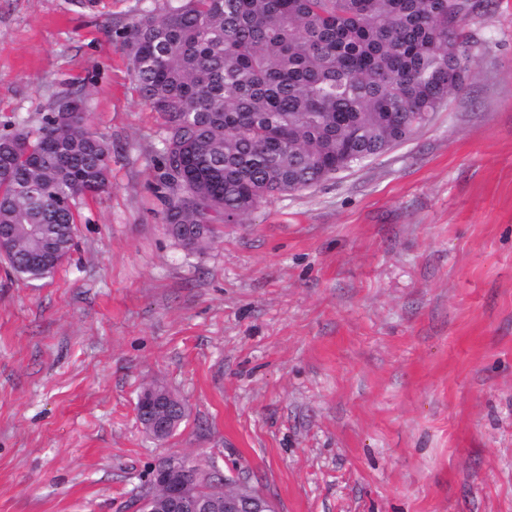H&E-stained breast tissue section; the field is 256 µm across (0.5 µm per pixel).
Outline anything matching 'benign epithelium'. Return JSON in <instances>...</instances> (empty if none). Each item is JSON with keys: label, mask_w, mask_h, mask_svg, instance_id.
<instances>
[{"label": "benign epithelium", "mask_w": 512, "mask_h": 512, "mask_svg": "<svg viewBox=\"0 0 512 512\" xmlns=\"http://www.w3.org/2000/svg\"><path fill=\"white\" fill-rule=\"evenodd\" d=\"M174 400L176 397L170 393L161 397L149 389L139 400L142 425L159 441L169 439L170 435L158 412L162 404ZM151 484L157 496L144 501L142 512H216L220 507L224 512H273L270 501L244 483L220 478L198 484L181 458L172 455L161 458L154 466Z\"/></svg>", "instance_id": "7a95c632"}]
</instances>
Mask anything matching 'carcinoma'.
<instances>
[{"mask_svg": "<svg viewBox=\"0 0 512 512\" xmlns=\"http://www.w3.org/2000/svg\"><path fill=\"white\" fill-rule=\"evenodd\" d=\"M472 0H178L128 25L142 102L163 120L169 234L208 249L265 200L408 139L472 77ZM60 107L0 136V261L26 282L75 247L78 203L109 184L112 145ZM39 155H13L17 141ZM48 251L52 261L31 256Z\"/></svg>", "mask_w": 512, "mask_h": 512, "instance_id": "1", "label": "carcinoma"}]
</instances>
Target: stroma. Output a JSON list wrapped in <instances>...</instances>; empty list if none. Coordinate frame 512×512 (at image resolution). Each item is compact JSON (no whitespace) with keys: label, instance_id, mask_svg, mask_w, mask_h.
<instances>
[{"label":"stroma","instance_id":"obj_1","mask_svg":"<svg viewBox=\"0 0 512 512\" xmlns=\"http://www.w3.org/2000/svg\"><path fill=\"white\" fill-rule=\"evenodd\" d=\"M165 5L0 0V133L80 94L112 143L71 259L0 265V512H137L172 453L275 512H512V0H477L473 78L428 125L201 253L166 231L123 50ZM154 381L189 409L162 444ZM172 401L180 402L169 391L164 397H161L154 391L148 389L137 403V407L139 403L141 406V411L139 412L141 415V425L147 426L153 432V438L156 440L165 441L170 438L167 423L159 418L158 412L162 404H169Z\"/></svg>","mask_w":512,"mask_h":512}]
</instances>
